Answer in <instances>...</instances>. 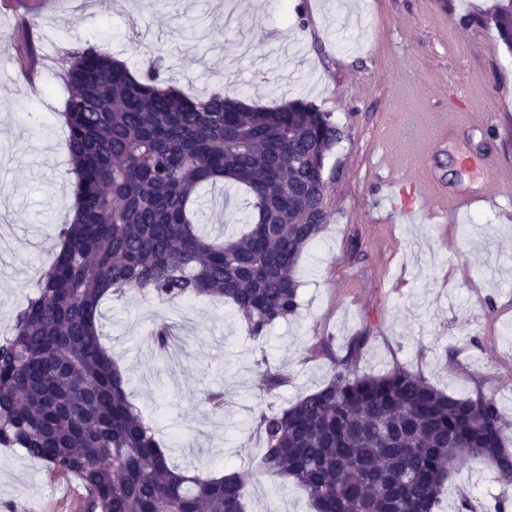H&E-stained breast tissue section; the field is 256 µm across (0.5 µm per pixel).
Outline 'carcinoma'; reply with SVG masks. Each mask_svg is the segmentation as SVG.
Masks as SVG:
<instances>
[{
    "instance_id": "obj_1",
    "label": "carcinoma",
    "mask_w": 512,
    "mask_h": 512,
    "mask_svg": "<svg viewBox=\"0 0 512 512\" xmlns=\"http://www.w3.org/2000/svg\"><path fill=\"white\" fill-rule=\"evenodd\" d=\"M490 22L512 50V0ZM62 116L76 210L39 295L0 340V447L23 448L84 491L78 512H246L250 486L169 465L106 354L97 313L110 295L162 302L210 296L241 313L256 344L298 314L297 272L332 213L324 178L341 130L302 100L260 108L214 93L188 97L107 51L64 52ZM204 183L245 188L239 236L199 232ZM260 468L306 495L313 512H435L470 460L512 483L494 396L457 397L403 368L360 375L352 356L289 407L255 417Z\"/></svg>"
}]
</instances>
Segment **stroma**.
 I'll list each match as a JSON object with an SVG mask.
<instances>
[{"instance_id":"stroma-1","label":"stroma","mask_w":512,"mask_h":512,"mask_svg":"<svg viewBox=\"0 0 512 512\" xmlns=\"http://www.w3.org/2000/svg\"><path fill=\"white\" fill-rule=\"evenodd\" d=\"M495 0H0V338L57 251L74 211L75 179L61 114V50L92 44L187 95L214 93L274 108L304 99L331 113L342 138L326 158L332 217L298 271L301 307L264 347L236 308L209 297L160 302L130 291L100 306L103 343L124 367L145 425L182 470L238 472L247 512H311L305 496L263 472L251 423L328 382L332 360L358 336V373L401 367L446 393L494 394L512 452V204L476 207L437 223L438 194L479 191L512 165V52L482 15ZM34 45L37 62L21 59ZM473 159V166L461 163ZM432 176L438 194L395 206ZM246 192L206 188L200 225L243 232ZM168 324L179 341L154 340ZM332 339L334 356L314 353ZM286 384L266 395L264 372ZM223 391V411L204 402ZM78 480L55 482L43 461L0 447V512H76ZM475 512L512 508V484L475 461L447 484L440 512L461 498Z\"/></svg>"}]
</instances>
